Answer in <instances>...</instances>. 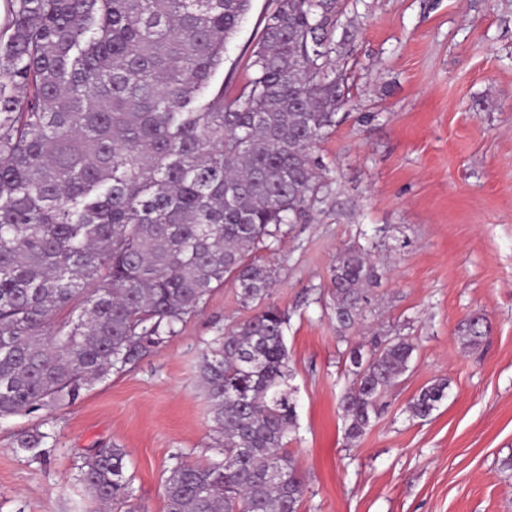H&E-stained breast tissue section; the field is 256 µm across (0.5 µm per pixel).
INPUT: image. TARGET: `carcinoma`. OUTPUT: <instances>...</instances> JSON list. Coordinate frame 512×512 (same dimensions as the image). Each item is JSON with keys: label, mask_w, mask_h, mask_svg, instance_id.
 Masks as SVG:
<instances>
[{"label": "carcinoma", "mask_w": 512, "mask_h": 512, "mask_svg": "<svg viewBox=\"0 0 512 512\" xmlns=\"http://www.w3.org/2000/svg\"><path fill=\"white\" fill-rule=\"evenodd\" d=\"M251 0H8L0 27V419L75 399L164 339L230 280L262 303L272 268L250 258L303 217L322 185L312 149L336 126L343 75L327 57L338 0H277L233 96L210 93ZM377 267L339 252L330 299L338 339L370 306ZM96 287H89L90 283ZM79 303L56 329L57 312ZM285 312L262 307L206 347L199 376L219 458L180 461L167 512H299L305 484L288 451L297 422ZM476 344L487 320L462 323ZM416 345L396 333L349 352L339 411L351 440L371 426ZM448 383L421 388L429 417ZM47 434L16 448L44 455ZM126 452L85 457L80 480L129 505Z\"/></svg>", "instance_id": "carcinoma-1"}]
</instances>
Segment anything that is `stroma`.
I'll return each mask as SVG.
<instances>
[{"label":"stroma","mask_w":512,"mask_h":512,"mask_svg":"<svg viewBox=\"0 0 512 512\" xmlns=\"http://www.w3.org/2000/svg\"><path fill=\"white\" fill-rule=\"evenodd\" d=\"M353 36L335 69L346 102L313 150L320 193L255 256L276 272L267 301L288 316L297 425L288 450L306 480L300 512H512V0H340ZM275 0H251L212 85L233 92ZM384 260L367 332L338 342L331 269L344 248ZM256 311L232 283L214 289L170 338L72 401L0 420V512H98L83 458L126 449L141 512H166L177 460L215 458L198 365L206 345ZM490 331L465 345L459 328ZM416 344L411 369L351 442L337 404L348 353L369 330ZM447 379L424 420L408 405ZM49 438L45 459L14 448ZM487 327V320L483 316H472L462 323V338L469 345L477 344L486 337ZM47 433L39 431H24L16 437V448L20 451L30 453L33 457H41L45 454L40 449L44 439L48 438Z\"/></svg>","instance_id":"1"}]
</instances>
